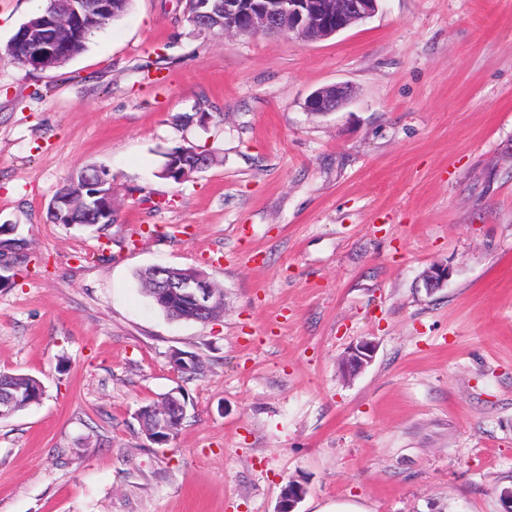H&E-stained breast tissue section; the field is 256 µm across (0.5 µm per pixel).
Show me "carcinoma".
<instances>
[{"mask_svg": "<svg viewBox=\"0 0 512 512\" xmlns=\"http://www.w3.org/2000/svg\"><path fill=\"white\" fill-rule=\"evenodd\" d=\"M210 13L211 26L206 31L214 34H224V0H189L186 20L195 28L199 27L198 20L201 12ZM185 161L178 165L176 172L162 176V179L180 184L191 174L207 168L212 160L211 153L195 146H178ZM106 169L96 165H83L75 168L69 180L59 187L53 194L49 205L48 215L54 224L79 225L94 227L104 231L117 223V214L114 211L105 212L99 205V199L92 197L95 193L93 186L100 174ZM73 199L78 206L70 212L57 210L56 201L60 199ZM4 235L0 236V258L12 265L21 264L27 259L26 250L29 241L18 231V225L5 228L0 224ZM205 277L197 270H184L178 268H164L158 272L157 268H147L139 274V281L143 291L150 298H155L158 288L164 280H182L188 277ZM160 309L169 317L176 320H190L196 313L188 308L181 307L174 302L160 305ZM44 390L43 385L36 378L25 374L0 373V400L10 403L12 413L24 410L40 403Z\"/></svg>", "mask_w": 512, "mask_h": 512, "instance_id": "cac0c4a2", "label": "carcinoma"}]
</instances>
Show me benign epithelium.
<instances>
[{
    "instance_id": "7a95c632",
    "label": "benign epithelium",
    "mask_w": 512,
    "mask_h": 512,
    "mask_svg": "<svg viewBox=\"0 0 512 512\" xmlns=\"http://www.w3.org/2000/svg\"><path fill=\"white\" fill-rule=\"evenodd\" d=\"M380 0H224V29L235 32L241 27L301 34L307 29H318L329 38L351 26L362 23L379 9ZM112 11V0H51L44 20L49 34H37L21 29L14 43L24 47L27 64L43 68L66 57L70 47L69 35L83 30L95 16H106ZM347 86H328L309 96L306 108L310 112H333L349 100ZM448 267L431 265L424 276L428 292L442 287L448 280ZM178 294L187 299L201 316L210 313L214 301V288L203 280L186 279L170 285L161 292L164 300ZM376 342L362 338L352 343L342 358V369L349 376L362 372L376 352ZM186 412L175 397L154 415L151 433L153 439L163 442L164 435L175 422L173 415Z\"/></svg>"
}]
</instances>
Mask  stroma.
<instances>
[{
	"label": "stroma",
	"mask_w": 512,
	"mask_h": 512,
	"mask_svg": "<svg viewBox=\"0 0 512 512\" xmlns=\"http://www.w3.org/2000/svg\"><path fill=\"white\" fill-rule=\"evenodd\" d=\"M184 8L132 0L33 70L8 45L34 2L0 0V224L30 242L0 288V371L44 387L0 421V512H275L292 480L297 512H504L512 0H382L319 41L218 36ZM336 84L347 104L307 111ZM178 145L214 161L160 179ZM82 164L112 175L103 236L47 217ZM154 266L204 272L223 314L167 317ZM362 337L373 361L345 378ZM175 390L186 417L154 443L138 412Z\"/></svg>",
	"instance_id": "1"
}]
</instances>
